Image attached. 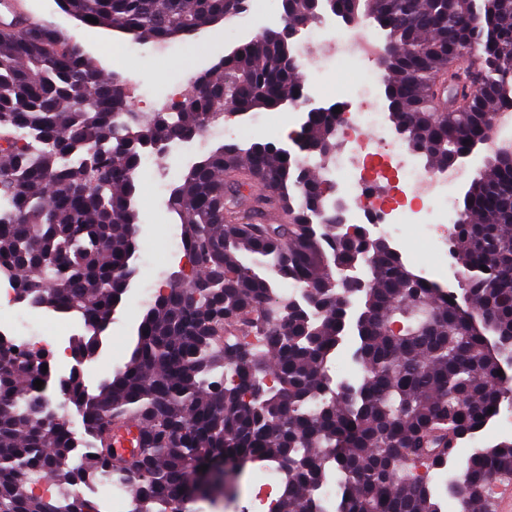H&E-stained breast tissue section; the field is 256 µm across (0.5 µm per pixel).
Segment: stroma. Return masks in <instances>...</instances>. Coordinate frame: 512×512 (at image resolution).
Instances as JSON below:
<instances>
[{
	"label": "stroma",
	"instance_id": "obj_1",
	"mask_svg": "<svg viewBox=\"0 0 512 512\" xmlns=\"http://www.w3.org/2000/svg\"><path fill=\"white\" fill-rule=\"evenodd\" d=\"M27 13L35 18L52 23L81 45H90V31L80 29L73 18L63 13L56 0H23ZM244 34L236 21H228L220 27V39L212 44L194 39L176 41L163 47L153 43L141 44L136 53L125 56L119 73L122 76L130 103L134 111L151 112L169 86L180 81L191 85L197 72L210 69L236 44L243 41ZM326 78L321 85L323 97L312 99L315 107L324 106L325 95L346 97L363 80L364 73L358 66L324 61ZM295 113L289 108L260 110L239 116L228 113L224 123L236 133L235 140L246 144L253 141L282 140L287 128L293 127ZM205 149V148H204ZM197 142L180 145L169 150L162 159H152L150 165L140 172L136 203L140 213V228L137 236V265L139 273L124 304L118 308L109 328L111 347L101 351L99 360H111L120 366L126 359L132 326L147 307L139 292L141 288L177 270L180 257L169 251V243L182 235V229L167 208L169 189L176 184L190 164L204 153ZM259 468L246 469L244 475L227 492L213 499L192 502L187 512H255L253 481Z\"/></svg>",
	"mask_w": 512,
	"mask_h": 512
}]
</instances>
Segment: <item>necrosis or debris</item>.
I'll return each mask as SVG.
<instances>
[{"instance_id":"necrosis-or-debris-1","label":"necrosis or debris","mask_w":512,"mask_h":512,"mask_svg":"<svg viewBox=\"0 0 512 512\" xmlns=\"http://www.w3.org/2000/svg\"><path fill=\"white\" fill-rule=\"evenodd\" d=\"M303 43L323 47L321 58L310 63L313 75L322 74L320 61L324 58L365 69L363 87L337 102L339 112L334 122L346 149L318 165L322 180L333 186L335 196L347 193L355 199V207L342 209L344 223L368 221L373 232L387 237L401 253L410 246L406 228L420 224L421 247L435 259H442L450 227L449 188L459 174L419 167L408 144L387 126L383 106L372 105L382 80L374 65L378 48L375 36L360 25L332 31L321 20L306 30ZM17 286L13 271L0 270V335L19 347L43 350L52 365L55 384H62L76 369L83 376H92V369L78 368L72 357L70 340L77 319L22 303L17 298Z\"/></svg>"}]
</instances>
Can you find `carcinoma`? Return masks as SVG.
Here are the masks:
<instances>
[{
  "mask_svg": "<svg viewBox=\"0 0 512 512\" xmlns=\"http://www.w3.org/2000/svg\"><path fill=\"white\" fill-rule=\"evenodd\" d=\"M57 4L89 28L165 44L241 15L249 0ZM326 10L385 32L395 49L382 69L388 119L426 169H447L482 138L488 114L512 112V36L502 26L512 0H326ZM468 15L478 17L467 33L477 51L460 61L448 48ZM288 19L314 23L309 0H291ZM300 69L292 45L267 29L197 74L179 109L135 112L123 81L54 25L0 33V199L9 204L0 268L15 270L20 300L82 320L71 345L79 362L98 356L138 274L145 155L198 138L227 110L280 108L301 94ZM467 73L482 85L470 98ZM298 139L309 156L336 154L335 125L321 110L307 111ZM330 194L279 142L222 143L170 191L185 262L148 305L122 367L94 388L74 371L54 390L44 352L15 353L0 340V512H97L78 491L88 471L126 482L131 512H181L209 495L193 483L201 466L241 474L257 464L281 475L272 512H324L316 490L332 476L343 480L336 512H440L432 477L512 398L502 371L512 366V164L488 157L448 237L492 345L361 225L336 233ZM352 269L371 282L354 309L336 299ZM285 284L303 288L304 302L281 292ZM349 329L365 376L335 388L329 364ZM58 396L93 439L78 467L58 463L74 447L68 421L48 414ZM118 419L138 428L121 465L106 443ZM33 474L56 493H31ZM507 475L512 439L474 449L447 490L460 486L476 512H494L491 484Z\"/></svg>",
  "mask_w": 512,
  "mask_h": 512,
  "instance_id": "cac0c4a2",
  "label": "carcinoma"
}]
</instances>
